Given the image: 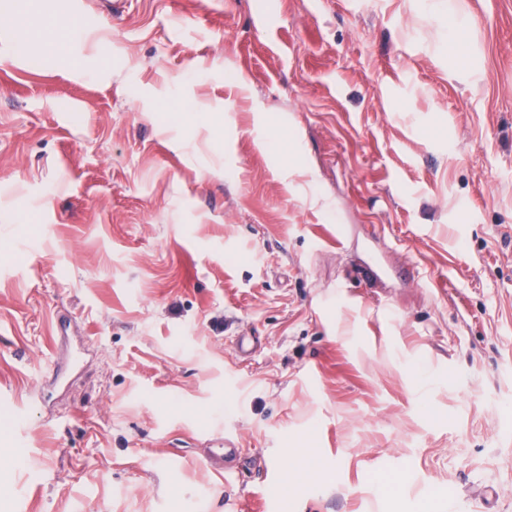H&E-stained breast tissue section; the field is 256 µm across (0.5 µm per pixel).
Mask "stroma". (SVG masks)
Wrapping results in <instances>:
<instances>
[{
    "mask_svg": "<svg viewBox=\"0 0 512 512\" xmlns=\"http://www.w3.org/2000/svg\"><path fill=\"white\" fill-rule=\"evenodd\" d=\"M31 7L85 23L0 0V512H512V0L456 57L446 0ZM30 0L12 1V17L18 35L26 40H37L47 52L58 55L65 51L73 33L72 25L57 15L43 16L39 26L34 25L35 15L29 9ZM235 447L236 441L232 439L224 437L211 439L206 462H208L215 470L224 472V458L235 457L239 450V448Z\"/></svg>",
    "mask_w": 512,
    "mask_h": 512,
    "instance_id": "obj_1",
    "label": "stroma"
}]
</instances>
